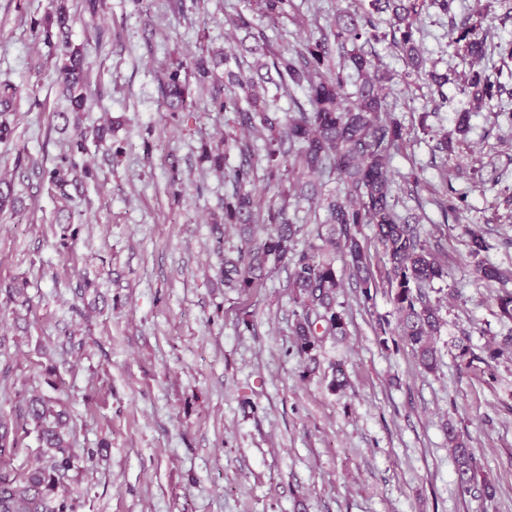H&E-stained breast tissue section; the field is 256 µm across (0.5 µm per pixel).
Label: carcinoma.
<instances>
[{
	"mask_svg": "<svg viewBox=\"0 0 512 512\" xmlns=\"http://www.w3.org/2000/svg\"><path fill=\"white\" fill-rule=\"evenodd\" d=\"M259 13L272 22L289 16L292 0H257ZM439 8L452 16L453 0H354L353 8L340 10L323 39L300 43L293 52H282L266 33L253 28L242 13L225 20L235 29H246L254 40L251 53L270 59L278 81L288 92L299 89L305 93L309 108L297 105V112L287 122L279 124L269 116L268 108L259 98L255 81L240 73L228 74L229 85L219 69L228 62V55L201 48L191 62H177L160 80L162 107L167 112H185L190 79L212 87L211 101L215 110L234 113L233 123L243 136L226 137L206 154L216 169L224 168L223 146L232 144L241 157L238 166L224 172V183L231 186L224 194V227L235 226L247 236L245 246L237 255L224 256V286L246 294L257 287L269 273V263L284 262L290 266L288 288L294 301L291 324L297 354L315 364L313 352L322 337L347 335L345 312L336 301L337 289L342 286L343 273L336 267V253L345 257L348 278L366 301L387 287L395 330L390 322L380 325L383 336L397 333L410 347L419 366L432 372L437 366L435 335L443 321L437 302L426 289L436 280L448 276V264L443 250L422 238L420 228L403 218L396 210L388 162L404 143L401 124L391 118L379 93L378 83L384 80L373 54L365 46L379 39L377 14L389 11L390 44L401 52L410 71L417 75L423 68L415 33L417 22L426 5ZM56 27L62 51L54 67L59 75L60 93L67 102L59 113L63 119L74 115L79 124L88 99L87 72L89 62L82 47L69 40L70 13L68 0H55L47 17L46 27ZM451 37L449 45L463 59L484 54V38L475 28L463 27ZM335 44L339 60H334L330 44ZM364 76L354 93L355 100L344 96L346 70ZM502 72L494 75L479 70L464 74L462 91L469 94L476 108L493 109L506 91L500 81ZM15 88L0 84V140L7 139L12 128L6 113L12 107ZM267 131L266 172L271 181L288 182L280 202L266 206L256 200L252 186L255 168L251 159L254 141L246 132ZM336 175L348 190L340 198L328 196L318 203L326 212L323 225L327 235L320 236L323 245L298 249L297 238L305 225L295 224L288 217L289 199L313 198L317 195L313 176L324 172ZM446 195L436 204L444 216L459 218L468 209L465 192H459L452 181L445 180ZM372 226L374 236L382 247L384 276L377 279L372 273V256L360 239L362 227ZM267 230L265 237L254 243L249 235L254 227ZM467 237L468 257L473 259V273L479 280L499 285L496 297L501 314L512 318V290L508 284L512 275L479 260L488 249L483 235L472 227L463 226ZM26 421L37 429L42 443V463L25 470L13 467L19 452V425L9 426L0 418V512H78V502L63 490V481L76 469L69 448V431L64 413L55 411L43 399L32 397L26 410ZM448 444L455 463L458 487L464 494L476 490L486 499L494 498V487L487 481L477 482V461L467 446L464 435L448 425Z\"/></svg>",
	"mask_w": 512,
	"mask_h": 512,
	"instance_id": "carcinoma-1",
	"label": "carcinoma"
}]
</instances>
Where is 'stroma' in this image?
<instances>
[{
    "mask_svg": "<svg viewBox=\"0 0 512 512\" xmlns=\"http://www.w3.org/2000/svg\"><path fill=\"white\" fill-rule=\"evenodd\" d=\"M294 4V18L268 32L282 47L321 38L346 2ZM69 7L70 40L92 63L94 97L77 127L61 117L58 41L43 32L52 0H0V83L17 88L13 133L0 141V176L15 198L0 211V415L18 417L35 395L66 408L77 465L67 489L79 512H512V350L482 360L512 336V319L494 286L471 274L461 227L435 204L444 193L436 145L469 111L452 183L468 194L465 222L490 243L484 260L512 269V102L496 115L461 93L469 64L449 45V15L426 7L416 35L444 87L407 77L386 37L389 13L373 44L405 132L390 161L397 210L448 253V275L434 284L438 366L423 371L405 343L381 346L385 289L367 303L347 280L337 301L348 335L325 338L308 373L291 336L285 263L250 294L224 286V254L241 242L214 230L224 173L203 154L233 133L232 113L213 110L197 86L190 111L165 112L157 81L204 47L236 53L255 75L252 39L224 24L228 14L255 16L253 0H104L95 15L84 0ZM452 13L488 37L479 69L502 68L512 19L496 0H454ZM440 93L448 102L436 111ZM79 140L87 173L51 181ZM15 286L27 306L7 302ZM463 340L478 361L461 358ZM338 362L349 377L340 393L328 387ZM450 424L467 436L494 500L460 494Z\"/></svg>",
    "mask_w": 512,
    "mask_h": 512,
    "instance_id": "35a3bbf8",
    "label": "stroma"
}]
</instances>
